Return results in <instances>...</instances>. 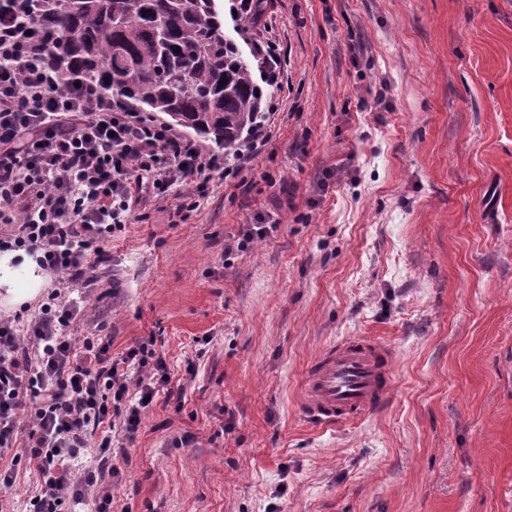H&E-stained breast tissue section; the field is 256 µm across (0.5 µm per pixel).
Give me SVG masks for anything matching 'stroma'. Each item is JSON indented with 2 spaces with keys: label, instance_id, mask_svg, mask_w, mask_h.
<instances>
[{
  "label": "stroma",
  "instance_id": "stroma-1",
  "mask_svg": "<svg viewBox=\"0 0 512 512\" xmlns=\"http://www.w3.org/2000/svg\"><path fill=\"white\" fill-rule=\"evenodd\" d=\"M249 36L267 150L146 199L81 293L73 335L169 379L112 430V512H512V0H270ZM66 288L13 251L0 314ZM347 336L394 346L393 397L326 429L295 401Z\"/></svg>",
  "mask_w": 512,
  "mask_h": 512
}]
</instances>
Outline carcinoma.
<instances>
[{"mask_svg": "<svg viewBox=\"0 0 512 512\" xmlns=\"http://www.w3.org/2000/svg\"><path fill=\"white\" fill-rule=\"evenodd\" d=\"M268 0H229L243 36L263 22ZM16 10L66 74L107 99L161 112L224 153L254 135L273 86L258 50L246 57L224 32L220 0H0Z\"/></svg>", "mask_w": 512, "mask_h": 512, "instance_id": "obj_1", "label": "carcinoma"}]
</instances>
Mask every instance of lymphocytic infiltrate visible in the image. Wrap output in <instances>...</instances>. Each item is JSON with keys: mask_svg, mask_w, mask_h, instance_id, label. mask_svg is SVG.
Segmentation results:
<instances>
[{"mask_svg": "<svg viewBox=\"0 0 512 512\" xmlns=\"http://www.w3.org/2000/svg\"><path fill=\"white\" fill-rule=\"evenodd\" d=\"M39 44L14 13L0 16V251L35 253L44 270L80 282L106 234L149 196L189 184L206 197L215 179L240 173L266 150L259 131L246 149H204L166 122L103 98L82 82L53 90L58 74L37 59ZM76 300L52 293L24 328L0 316V458L27 461L39 475L28 512H112L118 473L113 416L137 431L158 393L162 362L147 346L112 359L108 345L70 337ZM95 440L97 467L82 466Z\"/></svg>", "mask_w": 512, "mask_h": 512, "instance_id": "lymphocytic-infiltrate-1", "label": "lymphocytic infiltrate"}]
</instances>
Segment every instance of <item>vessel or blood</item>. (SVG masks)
Segmentation results:
<instances>
[{
    "instance_id": "1",
    "label": "vessel or blood",
    "mask_w": 512,
    "mask_h": 512,
    "mask_svg": "<svg viewBox=\"0 0 512 512\" xmlns=\"http://www.w3.org/2000/svg\"><path fill=\"white\" fill-rule=\"evenodd\" d=\"M392 345L371 336H350L327 346L309 367L299 409L305 420L323 427L355 422L390 396Z\"/></svg>"
}]
</instances>
